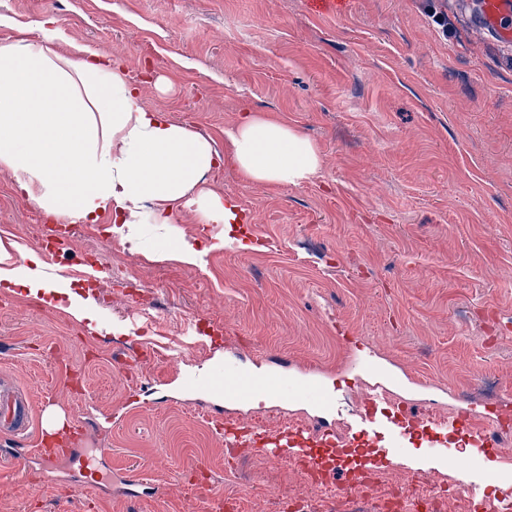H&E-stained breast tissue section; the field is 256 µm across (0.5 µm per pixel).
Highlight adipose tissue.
Listing matches in <instances>:
<instances>
[{
    "instance_id": "obj_1",
    "label": "adipose tissue",
    "mask_w": 512,
    "mask_h": 512,
    "mask_svg": "<svg viewBox=\"0 0 512 512\" xmlns=\"http://www.w3.org/2000/svg\"><path fill=\"white\" fill-rule=\"evenodd\" d=\"M40 31L39 41L0 45V165L60 221L93 223L108 211L132 230L174 224L193 206L202 223L223 225L224 245L254 250L257 242L234 234L236 198L204 188L205 174L229 159L247 182L297 186L322 166L315 143L271 116H242L215 149L146 107L120 60L86 46L77 58L56 52V19Z\"/></svg>"
}]
</instances>
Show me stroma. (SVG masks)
Returning a JSON list of instances; mask_svg holds the SVG:
<instances>
[{"label": "stroma", "mask_w": 512, "mask_h": 512, "mask_svg": "<svg viewBox=\"0 0 512 512\" xmlns=\"http://www.w3.org/2000/svg\"><path fill=\"white\" fill-rule=\"evenodd\" d=\"M0 0V45L38 39L55 18L62 54L88 46L121 59L144 104L223 149L242 115H274L312 139L322 168L294 187L244 183L225 162L207 186L237 198L238 236L260 250L215 248L220 224L183 210L177 231L202 265L150 258L122 242L111 212L97 225L46 216L0 166V224L45 258L29 225L70 231L91 255L93 282L67 278L100 332L0 282V378L23 390L40 428L75 420L112 470L141 468L134 496L73 488L19 473L33 438L0 433V512H210L223 494L238 512H278L284 494H324L262 454L240 459L224 424L248 417L277 430L316 424L318 406L256 399L216 403L194 374L234 352L253 368L283 359L293 378L340 382L359 408L371 377L344 386L362 353L418 409L483 417L512 408V46L474 19L478 0ZM171 346L155 352L158 336ZM455 471L382 466L379 493L443 487Z\"/></svg>", "instance_id": "1"}]
</instances>
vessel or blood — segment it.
<instances>
[{"label":"vessel or blood","instance_id":"1","mask_svg":"<svg viewBox=\"0 0 512 512\" xmlns=\"http://www.w3.org/2000/svg\"><path fill=\"white\" fill-rule=\"evenodd\" d=\"M480 26L499 42L512 44V0H481L477 13ZM191 387L207 386L217 397L228 401L247 400L255 396L272 395L281 398H300L328 411L341 412L342 407L333 391L314 383H296L278 372H247L233 361H225L211 370L195 376ZM354 420L353 443H366L367 450L359 466L335 464L328 479L339 492L358 488L366 477L375 474L385 460L405 455L407 444L415 432H422L428 447L442 458L444 464L465 473L478 464L482 455L497 448L496 432L491 426L470 427L467 417L451 415L438 417L434 412L417 414L407 403H390L384 386H373L363 410L352 411ZM33 425L27 402L18 396L14 385L0 381V430L13 435H28ZM466 432L467 442L476 454L462 460L449 454V432ZM224 445L228 448H248L265 454L271 461L295 463L308 473H318L326 460L333 459L340 443L334 432L322 428L291 425L269 432L253 424L228 426L224 430ZM70 459L77 464V473L70 482L80 487L91 485L102 489L112 483V473L106 459L88 455L85 449L72 447L70 442L57 439L44 442L36 439L34 448L21 466L26 473L50 478L59 459ZM498 485L497 499L485 497L484 484ZM469 491L480 512H499L500 504L512 500V484L504 482L500 471L482 470L480 481L470 484Z\"/></svg>","mask_w":512,"mask_h":512}]
</instances>
